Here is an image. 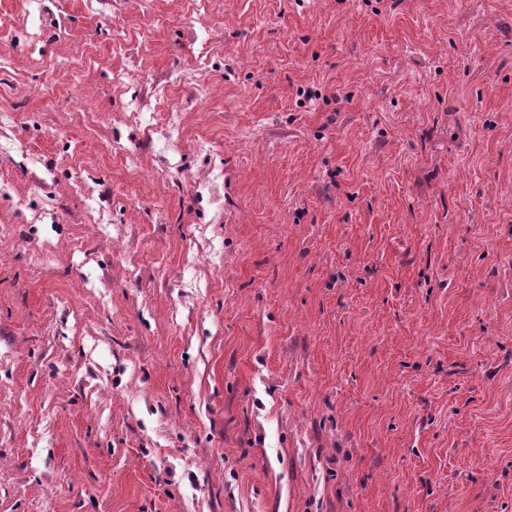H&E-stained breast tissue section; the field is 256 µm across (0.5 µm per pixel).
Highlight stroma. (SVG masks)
Listing matches in <instances>:
<instances>
[{
	"label": "stroma",
	"instance_id": "35a3bbf8",
	"mask_svg": "<svg viewBox=\"0 0 512 512\" xmlns=\"http://www.w3.org/2000/svg\"><path fill=\"white\" fill-rule=\"evenodd\" d=\"M0 512H512V0H0Z\"/></svg>",
	"mask_w": 512,
	"mask_h": 512
}]
</instances>
